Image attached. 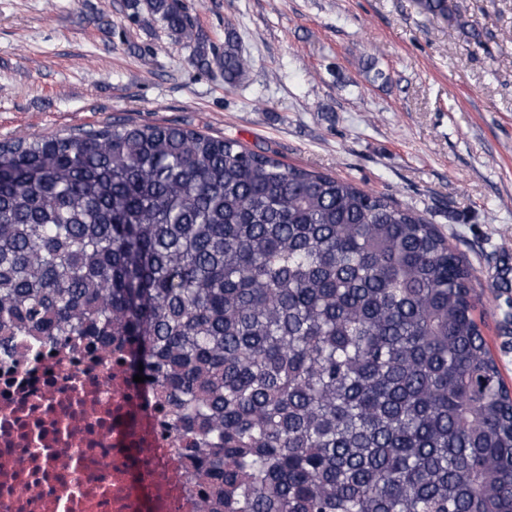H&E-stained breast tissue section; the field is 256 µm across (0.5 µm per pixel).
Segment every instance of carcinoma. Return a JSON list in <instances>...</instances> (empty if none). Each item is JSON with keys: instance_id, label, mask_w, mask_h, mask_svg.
<instances>
[{"instance_id": "1", "label": "carcinoma", "mask_w": 512, "mask_h": 512, "mask_svg": "<svg viewBox=\"0 0 512 512\" xmlns=\"http://www.w3.org/2000/svg\"><path fill=\"white\" fill-rule=\"evenodd\" d=\"M129 2L202 40L176 0ZM194 62L250 65L229 33ZM472 277L413 208L237 139L124 118L0 144V348L137 345L198 512H512Z\"/></svg>"}]
</instances>
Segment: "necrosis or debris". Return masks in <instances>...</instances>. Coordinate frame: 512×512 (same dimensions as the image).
I'll return each mask as SVG.
<instances>
[{"label":"necrosis or debris","mask_w":512,"mask_h":512,"mask_svg":"<svg viewBox=\"0 0 512 512\" xmlns=\"http://www.w3.org/2000/svg\"><path fill=\"white\" fill-rule=\"evenodd\" d=\"M182 446L116 354H0V512H197Z\"/></svg>","instance_id":"4bbe7bcc"}]
</instances>
